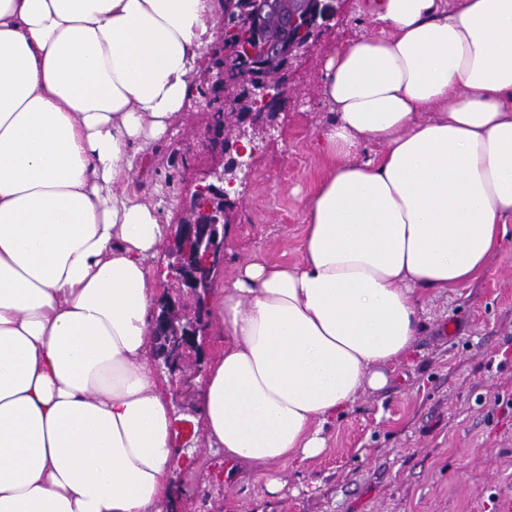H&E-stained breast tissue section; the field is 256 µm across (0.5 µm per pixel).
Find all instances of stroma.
Listing matches in <instances>:
<instances>
[{"mask_svg":"<svg viewBox=\"0 0 512 512\" xmlns=\"http://www.w3.org/2000/svg\"><path fill=\"white\" fill-rule=\"evenodd\" d=\"M367 2L335 0L338 15L295 66L271 141L229 191L235 213L214 287L257 253L299 260L306 201L326 171L318 138L332 118L320 94L325 62L370 31ZM206 100L192 91L167 139L134 160V189L171 227L202 159L194 132ZM149 362L173 412L198 414L200 382L180 385L158 348ZM325 437V451L302 466H272L280 482L273 492L248 470L225 472L223 455L197 437L186 450L193 465L171 468L168 512H502L512 501V223L477 280L429 295L414 350L393 381L358 396Z\"/></svg>","mask_w":512,"mask_h":512,"instance_id":"stroma-1","label":"stroma"}]
</instances>
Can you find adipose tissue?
<instances>
[{"instance_id":"adipose-tissue-1","label":"adipose tissue","mask_w":512,"mask_h":512,"mask_svg":"<svg viewBox=\"0 0 512 512\" xmlns=\"http://www.w3.org/2000/svg\"><path fill=\"white\" fill-rule=\"evenodd\" d=\"M216 0H0V512H162L178 419L147 361L149 258L130 189L185 110ZM329 56L328 171L298 262L215 298L200 423L262 471L326 448L386 388L426 295L482 275L512 223V0H372Z\"/></svg>"}]
</instances>
